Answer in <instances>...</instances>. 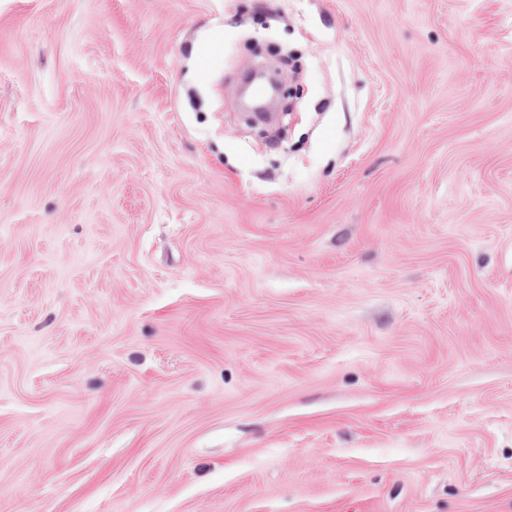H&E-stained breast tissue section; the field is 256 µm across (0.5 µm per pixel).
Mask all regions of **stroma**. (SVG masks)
Returning <instances> with one entry per match:
<instances>
[{
	"label": "stroma",
	"mask_w": 512,
	"mask_h": 512,
	"mask_svg": "<svg viewBox=\"0 0 512 512\" xmlns=\"http://www.w3.org/2000/svg\"><path fill=\"white\" fill-rule=\"evenodd\" d=\"M0 512H512V0H0Z\"/></svg>",
	"instance_id": "obj_1"
}]
</instances>
